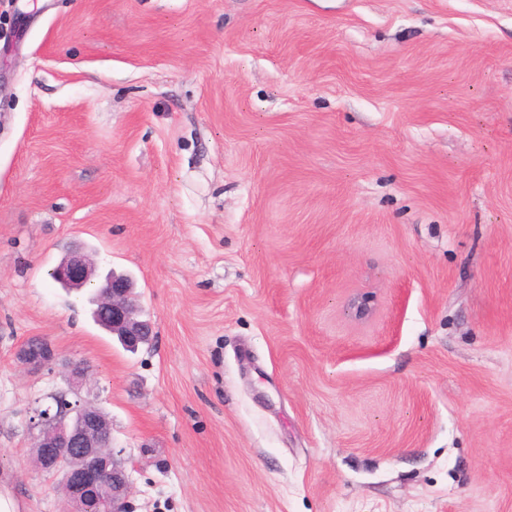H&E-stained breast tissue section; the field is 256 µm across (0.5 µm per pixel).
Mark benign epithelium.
I'll use <instances>...</instances> for the list:
<instances>
[{"label":"benign epithelium","instance_id":"benign-epithelium-1","mask_svg":"<svg viewBox=\"0 0 512 512\" xmlns=\"http://www.w3.org/2000/svg\"><path fill=\"white\" fill-rule=\"evenodd\" d=\"M51 274L53 281L69 291L92 290L96 322L126 350L134 352L150 342L153 327L139 318L130 277L112 272L96 279V268L80 246L72 247ZM19 359L34 368L44 367L54 362L55 353L44 339L30 337L21 345ZM69 375L71 386L54 398L56 406L36 411L40 426L34 445L36 466L61 476L72 512H127L130 480L113 455L110 424L82 396L83 367L71 365Z\"/></svg>","mask_w":512,"mask_h":512}]
</instances>
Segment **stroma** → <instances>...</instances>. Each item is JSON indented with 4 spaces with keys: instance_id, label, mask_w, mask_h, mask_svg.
Segmentation results:
<instances>
[{
    "instance_id": "35a3bbf8",
    "label": "stroma",
    "mask_w": 512,
    "mask_h": 512,
    "mask_svg": "<svg viewBox=\"0 0 512 512\" xmlns=\"http://www.w3.org/2000/svg\"><path fill=\"white\" fill-rule=\"evenodd\" d=\"M74 245L151 343L54 284ZM72 363L131 512H512V0H0L15 512L70 507ZM19 359L34 368L50 365L55 360L52 347L40 337L28 338L19 349Z\"/></svg>"
}]
</instances>
